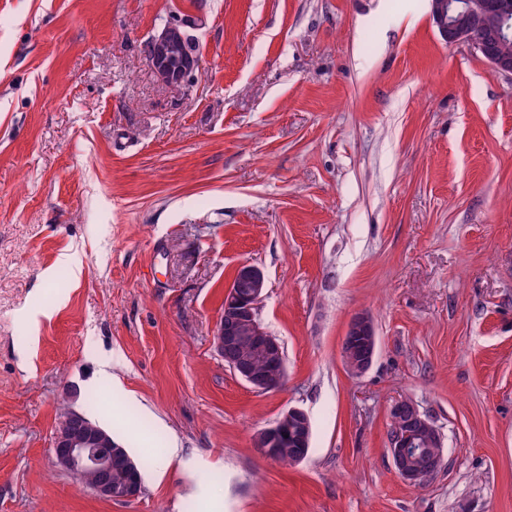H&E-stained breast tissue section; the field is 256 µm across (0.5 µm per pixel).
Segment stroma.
Listing matches in <instances>:
<instances>
[{"label":"stroma","instance_id":"35a3bbf8","mask_svg":"<svg viewBox=\"0 0 512 512\" xmlns=\"http://www.w3.org/2000/svg\"><path fill=\"white\" fill-rule=\"evenodd\" d=\"M174 19L199 44L178 88L147 61ZM244 262L276 392L214 346ZM403 398L443 441L420 486L388 453ZM65 407L137 497L57 465ZM291 407L295 465L254 445ZM0 512H512V75L431 0H0ZM377 331L366 313L353 315L341 346L346 369L355 377L363 376L372 366L377 352ZM95 493L101 497L112 500L126 501L138 496L140 490L137 486L136 476L128 480L123 485H112L110 482H100L94 487Z\"/></svg>","mask_w":512,"mask_h":512}]
</instances>
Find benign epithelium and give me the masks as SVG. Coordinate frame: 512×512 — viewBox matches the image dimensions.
<instances>
[{"mask_svg": "<svg viewBox=\"0 0 512 512\" xmlns=\"http://www.w3.org/2000/svg\"><path fill=\"white\" fill-rule=\"evenodd\" d=\"M431 17L441 36L450 45L464 43L481 54L496 70L512 75V55L501 50L512 40V0H432ZM180 40L179 24L163 27L148 48V62L160 80L178 87L198 68V58L176 54ZM268 293L267 279L258 266L241 264L224 296V310L219 319L214 345L224 364L253 388L268 392L279 388L286 376L281 344L259 318V308ZM249 341L260 346L275 370H258L244 356L240 344ZM377 331L366 313L353 315L341 346L346 369L355 377L363 376L372 366L377 352ZM392 433L389 453L398 475L416 484L427 476L419 465L427 448L442 447L441 434L434 422L418 405L408 399L399 400L391 410ZM292 434L289 453L285 435ZM311 426L307 413L290 408L271 426L260 430L255 438L265 457L284 464H297L307 457ZM52 453L65 469L76 477L88 472L102 473L112 467L114 445L102 432H96L78 412L69 409L60 419L52 438ZM95 493L112 500L126 501L139 494L137 479L122 485L100 482Z\"/></svg>", "mask_w": 512, "mask_h": 512, "instance_id": "obj_1", "label": "benign epithelium"}]
</instances>
